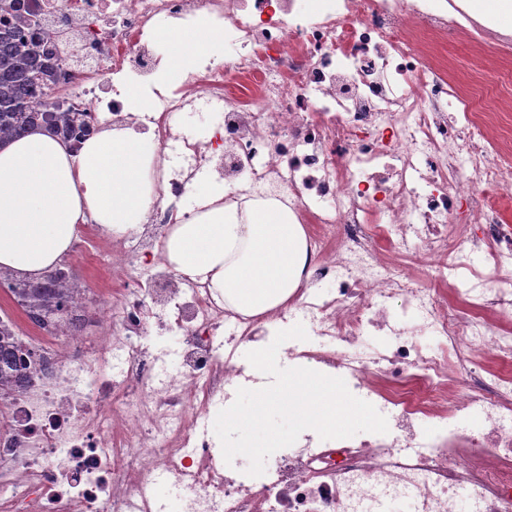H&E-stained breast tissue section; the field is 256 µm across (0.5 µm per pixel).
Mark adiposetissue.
<instances>
[{"label": "adipose tissue", "mask_w": 512, "mask_h": 512, "mask_svg": "<svg viewBox=\"0 0 512 512\" xmlns=\"http://www.w3.org/2000/svg\"><path fill=\"white\" fill-rule=\"evenodd\" d=\"M156 149L149 135L132 128L104 130L76 152L39 130L0 147V270L42 276L89 222L106 235L137 232L153 206L143 172ZM192 192L206 210L170 227L168 266L208 284L235 312L258 316L286 306L301 286L303 226L273 205L239 217L197 179Z\"/></svg>", "instance_id": "adipose-tissue-1"}]
</instances>
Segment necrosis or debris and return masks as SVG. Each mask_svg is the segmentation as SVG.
<instances>
[{
  "mask_svg": "<svg viewBox=\"0 0 512 512\" xmlns=\"http://www.w3.org/2000/svg\"><path fill=\"white\" fill-rule=\"evenodd\" d=\"M40 21L44 51L64 57L54 83L113 130L151 134L149 221L163 252L192 174L229 187L225 203H274L307 235L310 261L287 307L261 316L224 309L188 276L133 274L128 235L99 253L122 295L75 296L70 323L29 344L49 365L0 402V512H162L150 494L165 474L180 512H512V291L491 280L512 268V224L498 220L512 167L494 155L468 94L436 64L428 40L462 32L512 53V37L461 0H0ZM172 28L203 20L221 29L233 59L203 55L192 68L158 55L157 18ZM88 79L75 88V68ZM145 95L132 112L128 87ZM109 89L102 97L101 89ZM219 112L221 143L195 137L183 112ZM467 204L466 223L448 226ZM435 287L422 288L417 275ZM335 282L334 294L313 286ZM462 286L449 304L440 284ZM304 319L318 349L288 357L343 376L391 431L325 448L286 450L258 480L232 474L204 424L241 383L238 342ZM177 333L173 369L141 347L148 328ZM368 332L394 336L368 355ZM439 338L423 349L419 336ZM223 345H215L216 336Z\"/></svg>",
  "mask_w": 512,
  "mask_h": 512,
  "instance_id": "1",
  "label": "necrosis or debris"
}]
</instances>
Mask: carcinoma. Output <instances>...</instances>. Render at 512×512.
Instances as JSON below:
<instances>
[{"mask_svg": "<svg viewBox=\"0 0 512 512\" xmlns=\"http://www.w3.org/2000/svg\"><path fill=\"white\" fill-rule=\"evenodd\" d=\"M0 145L29 130L44 128L68 142L89 132L87 113L69 104L66 110L44 105L36 112L29 97L40 92L55 75L61 59L44 60L41 50L42 28L34 20H0ZM7 290L25 313L33 318L52 314V323L60 324L69 313L71 297L80 292L69 275L56 268L38 280L9 278ZM37 377L34 355L23 351L13 324L0 319V393L33 384Z\"/></svg>", "mask_w": 512, "mask_h": 512, "instance_id": "1", "label": "carcinoma"}]
</instances>
